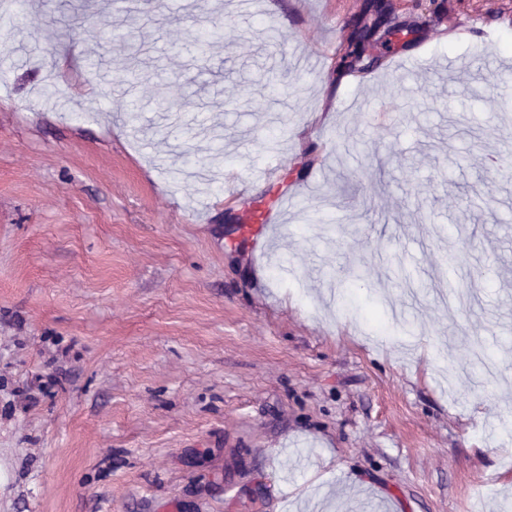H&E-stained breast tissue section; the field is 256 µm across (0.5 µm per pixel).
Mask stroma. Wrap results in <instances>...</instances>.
Here are the masks:
<instances>
[{
	"mask_svg": "<svg viewBox=\"0 0 512 512\" xmlns=\"http://www.w3.org/2000/svg\"><path fill=\"white\" fill-rule=\"evenodd\" d=\"M65 2L0 27V512H512V0L368 71L364 0ZM373 16L371 22H358L354 25L348 39L347 48L342 57V65L347 67H359V70H368L378 60L366 54L367 47L374 40L380 29L386 25L388 16L385 5L371 0L366 4L365 14ZM293 203L294 199L292 197L284 195L275 206L258 208L249 219L252 224L247 226L248 232L256 239L260 237L266 239L272 229L275 228L274 224H280L283 221L282 217L288 212V208Z\"/></svg>",
	"mask_w": 512,
	"mask_h": 512,
	"instance_id": "1",
	"label": "stroma"
}]
</instances>
